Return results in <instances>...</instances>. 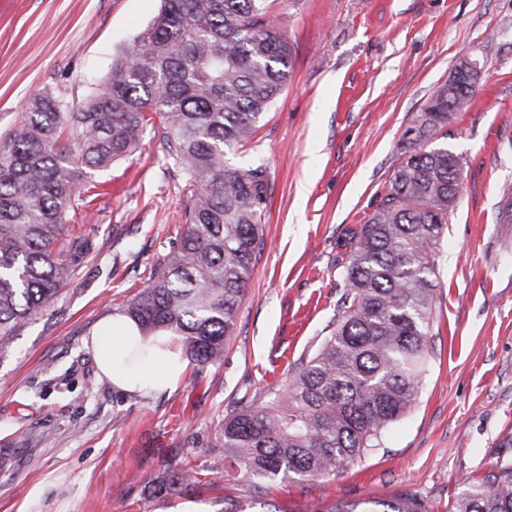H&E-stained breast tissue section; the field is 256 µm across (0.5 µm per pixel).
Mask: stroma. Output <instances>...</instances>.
Wrapping results in <instances>:
<instances>
[{
  "label": "stroma",
  "mask_w": 512,
  "mask_h": 512,
  "mask_svg": "<svg viewBox=\"0 0 512 512\" xmlns=\"http://www.w3.org/2000/svg\"><path fill=\"white\" fill-rule=\"evenodd\" d=\"M159 0H0V135L38 92L73 106L157 15ZM292 47L287 87L231 160L268 175L265 246L221 364L187 366L150 395L119 391L86 347L98 322L141 291L182 224L159 137L92 179L106 189L67 221L92 259L0 353V512H222L209 451L241 402L262 401L328 334L349 232L365 222L403 156V133L460 56L483 81L437 142L463 165L437 260L431 359L411 411L383 445L336 474L279 484L280 512L408 497L448 512L463 477L512 458V0H277ZM199 482L176 508L149 485L167 465Z\"/></svg>",
  "instance_id": "stroma-1"
}]
</instances>
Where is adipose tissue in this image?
<instances>
[{
	"label": "adipose tissue",
	"instance_id": "1",
	"mask_svg": "<svg viewBox=\"0 0 512 512\" xmlns=\"http://www.w3.org/2000/svg\"><path fill=\"white\" fill-rule=\"evenodd\" d=\"M91 344L104 376L124 392L150 394L173 388L187 368L169 333L143 341L136 325L119 314L102 324Z\"/></svg>",
	"mask_w": 512,
	"mask_h": 512
}]
</instances>
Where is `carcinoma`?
I'll return each instance as SVG.
<instances>
[{"label":"carcinoma","mask_w":512,"mask_h":512,"mask_svg":"<svg viewBox=\"0 0 512 512\" xmlns=\"http://www.w3.org/2000/svg\"><path fill=\"white\" fill-rule=\"evenodd\" d=\"M292 49L268 0H162L152 22L112 63L80 106L38 92L0 141V351L50 305L94 251L67 224L73 202L95 195L83 179L161 129L168 168L183 180L176 245L121 313L147 338L174 334L200 368L219 364L265 245L267 171L230 155L291 77ZM477 89L439 86L407 130L401 163L365 223L350 232L336 318L318 350L284 387L224 417L215 464L251 497L224 512L268 505L266 490L291 478L336 473L380 446L415 404L430 358L435 260L460 196L462 164L445 144L426 146ZM190 471L170 466L151 494H190ZM309 512H421L412 499L317 504ZM448 512H512V460L469 476Z\"/></svg>","instance_id":"obj_1"}]
</instances>
